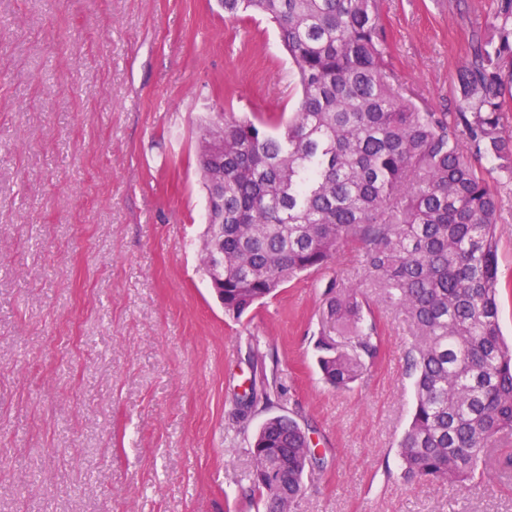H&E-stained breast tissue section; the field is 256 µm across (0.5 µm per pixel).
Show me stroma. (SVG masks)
Wrapping results in <instances>:
<instances>
[{
	"mask_svg": "<svg viewBox=\"0 0 512 512\" xmlns=\"http://www.w3.org/2000/svg\"><path fill=\"white\" fill-rule=\"evenodd\" d=\"M493 0H382L389 61L416 102L458 112L456 74ZM275 25L217 0H0V512H263L249 448L272 415L322 462L293 512H512V472L457 491L399 480L411 337L353 390L326 385L324 291L363 284L362 248L233 320L199 268L202 116L294 112ZM499 197L500 325L512 336V180ZM271 406L237 418L251 379Z\"/></svg>",
	"mask_w": 512,
	"mask_h": 512,
	"instance_id": "obj_1",
	"label": "stroma"
}]
</instances>
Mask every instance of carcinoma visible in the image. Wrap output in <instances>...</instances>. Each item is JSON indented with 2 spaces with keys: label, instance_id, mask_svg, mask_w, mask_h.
<instances>
[{
  "label": "carcinoma",
  "instance_id": "cac0c4a2",
  "mask_svg": "<svg viewBox=\"0 0 512 512\" xmlns=\"http://www.w3.org/2000/svg\"><path fill=\"white\" fill-rule=\"evenodd\" d=\"M224 16L274 23L297 71L288 120L210 118L199 127L206 193L202 270L213 266V225H224V313L240 318L282 285L326 266L343 244L363 246L370 287L409 324L413 414L400 441L401 478L465 489L489 477L487 449L512 434V345L499 322V201L462 146L512 179V0H494L487 29L457 72L465 107L454 122L422 108L387 58L380 0H220ZM341 340L315 343L323 380H362L381 337L358 288L327 293ZM249 388L245 418L272 403ZM308 432L268 418L251 448L250 479L267 512H290L309 457Z\"/></svg>",
  "mask_w": 512,
  "mask_h": 512
}]
</instances>
